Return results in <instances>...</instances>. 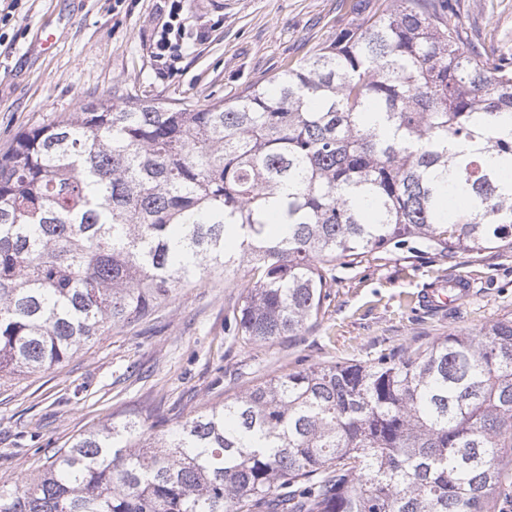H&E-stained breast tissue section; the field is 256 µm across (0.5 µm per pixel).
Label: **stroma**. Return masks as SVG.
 <instances>
[{
    "mask_svg": "<svg viewBox=\"0 0 512 512\" xmlns=\"http://www.w3.org/2000/svg\"><path fill=\"white\" fill-rule=\"evenodd\" d=\"M170 0H20L0 39V152L30 129L98 98L204 106L230 101L305 59L356 24L340 0H182L181 58L151 45ZM460 22L484 52L512 46V0H461ZM317 320L301 335L252 344L224 332L241 272L178 289L148 318L97 337L62 364L0 385V485L26 480L47 452L125 415L173 425L272 376L365 364L512 318V248L449 257L376 253L331 265ZM467 276L469 297L446 313L424 289Z\"/></svg>",
    "mask_w": 512,
    "mask_h": 512,
    "instance_id": "1",
    "label": "stroma"
}]
</instances>
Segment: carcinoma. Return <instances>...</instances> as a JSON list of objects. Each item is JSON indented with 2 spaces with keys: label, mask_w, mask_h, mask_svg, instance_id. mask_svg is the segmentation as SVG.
I'll return each mask as SVG.
<instances>
[{
  "label": "carcinoma",
  "mask_w": 512,
  "mask_h": 512,
  "mask_svg": "<svg viewBox=\"0 0 512 512\" xmlns=\"http://www.w3.org/2000/svg\"><path fill=\"white\" fill-rule=\"evenodd\" d=\"M362 23L231 102L96 99L0 154V383L246 273L224 329L298 336L331 277L399 247L512 243V51L458 0ZM512 319L369 364L275 375L166 429L111 423L0 486V512H491L512 499Z\"/></svg>",
  "instance_id": "1"
}]
</instances>
